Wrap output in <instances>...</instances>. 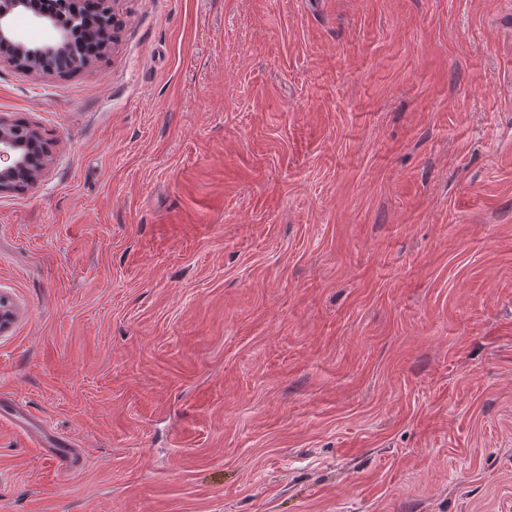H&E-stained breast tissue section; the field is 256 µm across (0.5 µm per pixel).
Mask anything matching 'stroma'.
<instances>
[{
  "label": "stroma",
  "mask_w": 512,
  "mask_h": 512,
  "mask_svg": "<svg viewBox=\"0 0 512 512\" xmlns=\"http://www.w3.org/2000/svg\"><path fill=\"white\" fill-rule=\"evenodd\" d=\"M115 9L0 64V512H512V0ZM40 130L17 123L0 114V195L32 192L53 161L44 147L39 149Z\"/></svg>",
  "instance_id": "obj_1"
}]
</instances>
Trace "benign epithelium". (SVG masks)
I'll list each match as a JSON object with an SVG mask.
<instances>
[{"mask_svg":"<svg viewBox=\"0 0 512 512\" xmlns=\"http://www.w3.org/2000/svg\"><path fill=\"white\" fill-rule=\"evenodd\" d=\"M76 0H56L55 9L47 12L41 0H0V63L41 76L54 73V62L63 61L76 71L92 64L84 59L70 60V33L80 22ZM19 15L50 29L53 36L42 43L27 41L15 26ZM40 130L17 123L0 114V195L33 191L53 161L48 150L39 149ZM16 318L11 301L0 294V334Z\"/></svg>","mask_w":512,"mask_h":512,"instance_id":"benign-epithelium-1","label":"benign epithelium"}]
</instances>
